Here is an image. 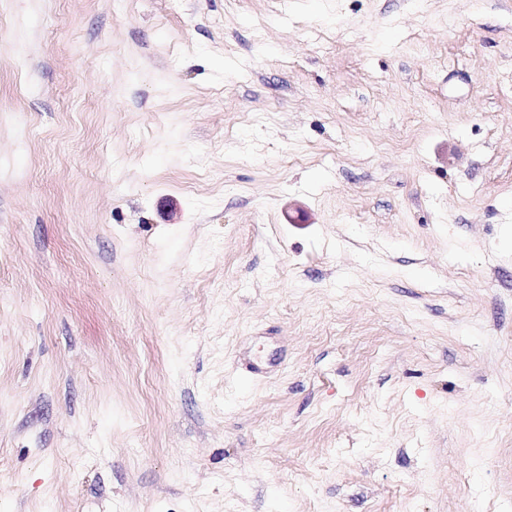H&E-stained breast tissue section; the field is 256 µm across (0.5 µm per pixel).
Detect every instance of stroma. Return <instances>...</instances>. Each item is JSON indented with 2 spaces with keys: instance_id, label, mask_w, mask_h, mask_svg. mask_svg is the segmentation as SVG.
Instances as JSON below:
<instances>
[{
  "instance_id": "stroma-1",
  "label": "stroma",
  "mask_w": 512,
  "mask_h": 512,
  "mask_svg": "<svg viewBox=\"0 0 512 512\" xmlns=\"http://www.w3.org/2000/svg\"><path fill=\"white\" fill-rule=\"evenodd\" d=\"M0 512H512V0H0Z\"/></svg>"
}]
</instances>
